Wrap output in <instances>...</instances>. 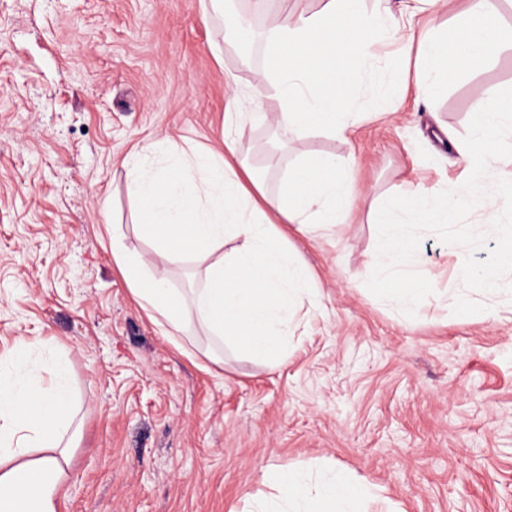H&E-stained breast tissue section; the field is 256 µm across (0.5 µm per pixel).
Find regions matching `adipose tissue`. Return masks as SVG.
<instances>
[{
    "label": "adipose tissue",
    "instance_id": "obj_1",
    "mask_svg": "<svg viewBox=\"0 0 512 512\" xmlns=\"http://www.w3.org/2000/svg\"><path fill=\"white\" fill-rule=\"evenodd\" d=\"M252 8L266 19L267 45L253 95L273 91L279 110L255 116L233 101L224 113L225 128L257 117L284 139L309 131L343 138L355 124L346 95L353 77L391 74L392 83L383 86L389 93L405 78V56L377 51L381 43L402 39L400 19L391 8L370 9L365 0H325L318 13L300 10L285 21L270 0H252ZM468 16L463 30L447 29L419 41L418 87L425 95L441 94L451 72L479 66L492 48L512 47V31L500 26L490 0H470ZM511 138L512 99L479 89L468 136L451 142L474 173L473 190L512 196V182L500 176L512 156L497 150L500 141ZM128 177L137 200L132 223L158 255L147 263L126 249L121 234L112 236V258L138 306L166 336L204 337L205 354L214 363H223L224 341L234 336L253 357L281 366L295 305L303 299L316 303L317 291L273 219L281 217L302 232L343 223L355 197L349 162L326 156L300 164L273 193L252 167L236 171L212 150L178 156L162 171L139 164ZM229 234L240 241L232 256L200 271L196 287H170L172 264L222 248ZM30 346L20 341L13 359L0 357V512H57V489L69 477L66 437L76 401L64 376L44 388L8 369V362L22 361ZM273 482L275 495L254 501L251 512H357V504L373 496L369 484L340 469L316 479L299 468L280 469Z\"/></svg>",
    "mask_w": 512,
    "mask_h": 512
}]
</instances>
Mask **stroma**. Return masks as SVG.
<instances>
[{
	"label": "stroma",
	"instance_id": "1",
	"mask_svg": "<svg viewBox=\"0 0 512 512\" xmlns=\"http://www.w3.org/2000/svg\"><path fill=\"white\" fill-rule=\"evenodd\" d=\"M227 13L265 26L250 0L220 13L209 0H0V356L36 337L28 368L43 386L66 366L80 428L58 512H239L272 494L271 471L331 466L378 487L364 512H512V296L474 291L461 310L465 256L431 232L411 267L434 292L414 316L365 285L383 200L468 178L448 137L467 136L477 88L512 97V51L452 73L437 98L412 62L396 97L355 82L361 117L343 139L279 146L259 120L234 133L267 189L330 154L354 158L357 193L331 230L283 227L318 288L317 307L297 306L285 364L229 342L217 365L140 309L110 227L131 221L134 147H223L234 99L278 111L273 94L252 97L263 42H233ZM126 245L155 254L130 227Z\"/></svg>",
	"mask_w": 512,
	"mask_h": 512
}]
</instances>
